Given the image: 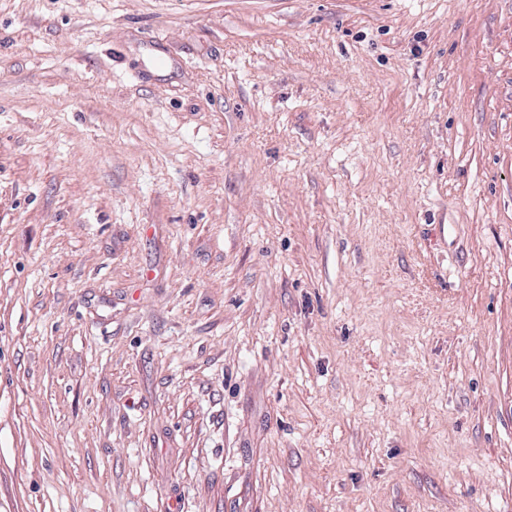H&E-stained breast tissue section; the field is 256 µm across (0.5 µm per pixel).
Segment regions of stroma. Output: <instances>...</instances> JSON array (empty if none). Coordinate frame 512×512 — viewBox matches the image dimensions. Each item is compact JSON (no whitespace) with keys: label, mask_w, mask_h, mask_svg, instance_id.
<instances>
[{"label":"stroma","mask_w":512,"mask_h":512,"mask_svg":"<svg viewBox=\"0 0 512 512\" xmlns=\"http://www.w3.org/2000/svg\"><path fill=\"white\" fill-rule=\"evenodd\" d=\"M0 512H512V0H0Z\"/></svg>","instance_id":"stroma-1"}]
</instances>
